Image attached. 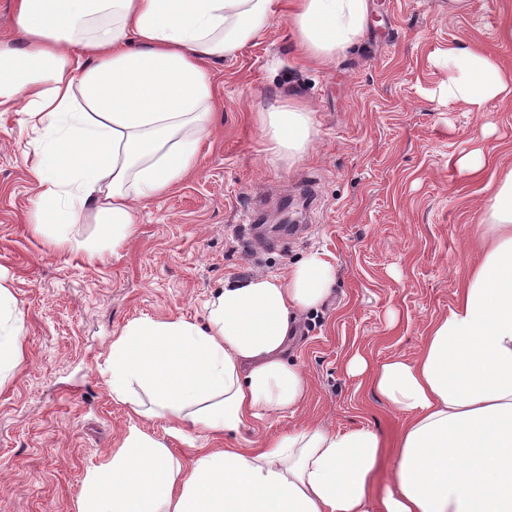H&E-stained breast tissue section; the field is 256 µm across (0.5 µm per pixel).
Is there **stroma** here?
I'll return each instance as SVG.
<instances>
[{
  "instance_id": "35a3bbf8",
  "label": "stroma",
  "mask_w": 512,
  "mask_h": 512,
  "mask_svg": "<svg viewBox=\"0 0 512 512\" xmlns=\"http://www.w3.org/2000/svg\"><path fill=\"white\" fill-rule=\"evenodd\" d=\"M364 39L326 64L302 58L286 12L236 57L208 69L221 103L195 169L142 202L119 247L94 209L79 223L35 227L39 189L25 153L34 133L0 114V287L24 320L22 352L0 376V512H77L89 470L108 461L130 425L186 460L194 448H247L314 423L369 427L394 446L403 416L347 361L418 354L430 324L457 300L479 258L478 224L498 165L512 162V98L476 110L448 98V47L464 42L512 70V0H372ZM286 95L314 112L313 151L271 160L255 113ZM482 148L487 164L459 173ZM260 212L242 241L241 225ZM290 216L288 229L278 228ZM71 244L57 245L58 233ZM97 248L88 258L86 247ZM328 253L336 284L301 315L287 358L308 394L239 433L185 443L176 419L147 417L112 397V342L131 321L203 323L225 279L283 274L312 250Z\"/></svg>"
}]
</instances>
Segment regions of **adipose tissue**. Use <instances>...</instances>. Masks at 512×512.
I'll return each instance as SVG.
<instances>
[{"label":"adipose tissue","mask_w":512,"mask_h":512,"mask_svg":"<svg viewBox=\"0 0 512 512\" xmlns=\"http://www.w3.org/2000/svg\"><path fill=\"white\" fill-rule=\"evenodd\" d=\"M279 0H12L21 44L0 41V112L40 131L32 170L38 224H75L85 208L132 234L138 203L195 167L219 102L207 64L234 57ZM370 0H290L299 51L328 62L362 41ZM448 97L480 108L512 95L494 58L452 46ZM269 154L289 164L315 142L314 113L293 97L260 113ZM336 282L323 251L282 275L225 282L207 324L130 322L112 343L115 400L171 414L178 436L237 432L264 414L296 411L307 383L284 357L298 315ZM23 320L0 287V367L22 350ZM405 417L393 482L373 486L385 441L371 428L316 425L253 448L199 449L183 465L130 426L110 460L89 471L77 512H512V164L485 209L481 257L419 354L347 364ZM143 389L138 400L134 388Z\"/></svg>","instance_id":"ef3b65f1"}]
</instances>
